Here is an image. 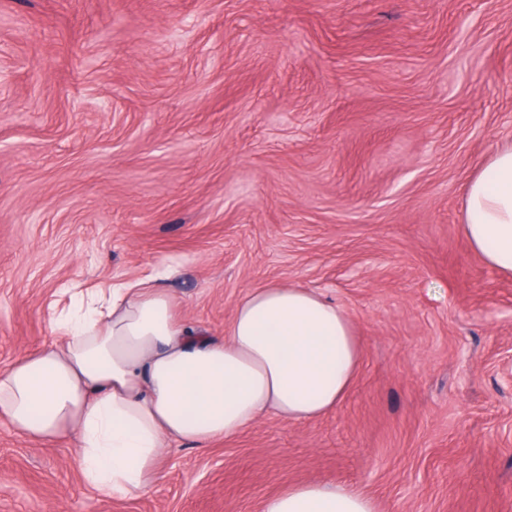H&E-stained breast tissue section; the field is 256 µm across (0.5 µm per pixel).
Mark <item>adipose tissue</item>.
Here are the masks:
<instances>
[{
  "mask_svg": "<svg viewBox=\"0 0 512 512\" xmlns=\"http://www.w3.org/2000/svg\"><path fill=\"white\" fill-rule=\"evenodd\" d=\"M464 235L493 269L512 274V142L467 185ZM156 276L80 289L55 337L0 365V420L39 442L73 438L91 487L135 498L175 444L235 437L265 414L309 421L336 409L361 361L345 312L295 286L241 299L224 338L179 321ZM262 512H377L339 484L301 482Z\"/></svg>",
  "mask_w": 512,
  "mask_h": 512,
  "instance_id": "ef3b65f1",
  "label": "adipose tissue"
}]
</instances>
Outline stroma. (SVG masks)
<instances>
[{
    "instance_id": "stroma-1",
    "label": "stroma",
    "mask_w": 512,
    "mask_h": 512,
    "mask_svg": "<svg viewBox=\"0 0 512 512\" xmlns=\"http://www.w3.org/2000/svg\"><path fill=\"white\" fill-rule=\"evenodd\" d=\"M510 81L512 0H0V364L73 289L165 267L186 325L290 285L362 353L334 411L172 446L138 498L1 422L0 512H260L303 481L512 512V275L461 229Z\"/></svg>"
}]
</instances>
